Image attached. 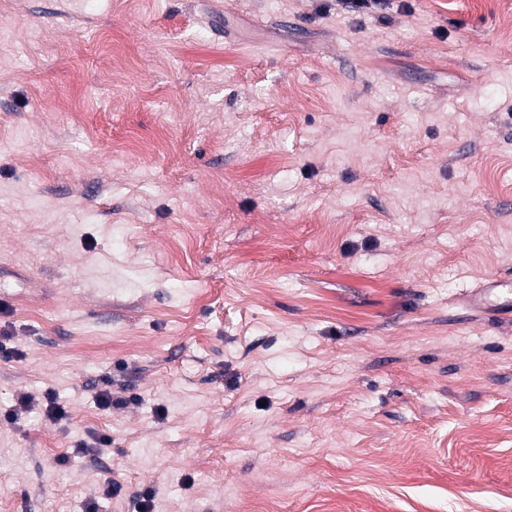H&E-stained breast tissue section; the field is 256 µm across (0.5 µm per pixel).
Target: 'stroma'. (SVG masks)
<instances>
[{"instance_id": "obj_1", "label": "stroma", "mask_w": 512, "mask_h": 512, "mask_svg": "<svg viewBox=\"0 0 512 512\" xmlns=\"http://www.w3.org/2000/svg\"><path fill=\"white\" fill-rule=\"evenodd\" d=\"M488 277L512 0H0V512H512ZM18 403L25 410L42 404L45 407L46 415L52 419L61 420L66 417L65 407L59 403L56 395L51 391L46 392L42 399L29 393H21L18 397Z\"/></svg>"}]
</instances>
